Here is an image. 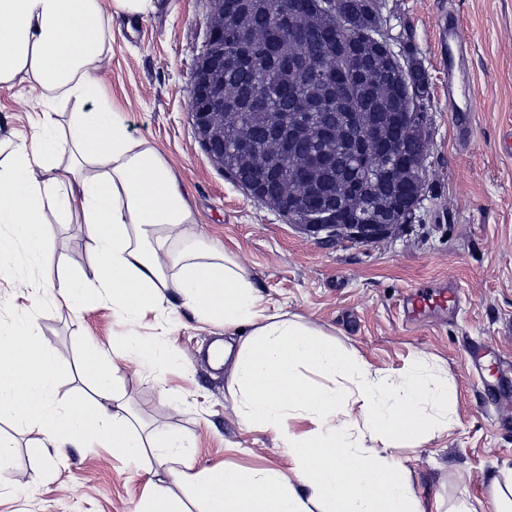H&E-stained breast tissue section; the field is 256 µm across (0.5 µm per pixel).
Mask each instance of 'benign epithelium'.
<instances>
[{
    "label": "benign epithelium",
    "instance_id": "benign-epithelium-1",
    "mask_svg": "<svg viewBox=\"0 0 512 512\" xmlns=\"http://www.w3.org/2000/svg\"><path fill=\"white\" fill-rule=\"evenodd\" d=\"M205 38L191 77V116L200 142L219 166L235 168V183L254 200L277 211L290 224L313 234L357 244L391 235L397 224H338L336 214L359 192L333 177L339 157L351 161L365 147L377 148L384 168L391 170L404 157L424 176L428 140L386 137L380 128L358 129L354 114L322 107L326 74L304 72L301 60L288 57L279 46L270 58L298 79L289 82L291 109L297 117L272 116L268 100L250 98L249 112L224 111V35L243 45H256L237 12L224 10V0H211ZM264 125L265 145L255 148L252 117Z\"/></svg>",
    "mask_w": 512,
    "mask_h": 512
}]
</instances>
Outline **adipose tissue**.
I'll return each mask as SVG.
<instances>
[{"mask_svg": "<svg viewBox=\"0 0 512 512\" xmlns=\"http://www.w3.org/2000/svg\"><path fill=\"white\" fill-rule=\"evenodd\" d=\"M154 9V0H0V87L24 83L40 99L75 105L66 130L44 112L39 135L0 160V258L42 257L52 207L61 223L85 226L95 251L89 269L60 289L68 304L95 296L133 320L172 288L208 321L245 329L241 341L224 344L231 395L245 424L277 435L292 472L192 470L186 436L138 431L129 409L108 398L116 366L103 351L91 353L84 373L104 400L56 405L60 356L28 322L0 336V417L37 429L55 448L109 444L132 462L152 453L201 512H424L392 451L453 426L447 385H430L420 364L375 376L322 333L262 308L239 264L212 248H173L195 221L184 191L153 147L119 133L117 112L99 100L113 19ZM304 367L327 385L309 383ZM303 420L313 429L299 431Z\"/></svg>", "mask_w": 512, "mask_h": 512, "instance_id": "1", "label": "adipose tissue"}]
</instances>
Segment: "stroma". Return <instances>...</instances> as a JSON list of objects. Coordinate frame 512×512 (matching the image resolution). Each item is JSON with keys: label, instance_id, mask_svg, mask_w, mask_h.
I'll list each match as a JSON object with an SVG mask.
<instances>
[{"label": "stroma", "instance_id": "35a3bbf8", "mask_svg": "<svg viewBox=\"0 0 512 512\" xmlns=\"http://www.w3.org/2000/svg\"><path fill=\"white\" fill-rule=\"evenodd\" d=\"M397 46L413 49L426 70L430 119L420 219L368 244L314 237L247 196L204 150L190 113V77L204 39L208 0H155L137 26L112 24V50L101 71V99L121 112V134L151 144L180 182L195 217L186 241L205 244L242 264L268 308L280 307L304 326L356 352L374 374L395 375L423 360L432 379L454 391L455 423L444 434L401 447L426 512H460L464 501L490 504L487 474L512 469V387L487 405L483 382L498 383L512 365V155L500 144L512 129V0H386ZM456 15L470 46L475 84L473 132L457 140L448 109V69L436 21ZM43 106L28 90L0 87V136L33 137ZM49 252L31 293L17 262L0 271V333L23 320L62 355L54 392L66 405L88 394L83 360L130 333L164 354L153 371L115 353L116 394L150 430L177 431L195 444V469L224 462L288 470L275 434L247 426L229 393L228 371L204 355L221 326L168 301L134 323L108 302L74 310L58 291L92 260L84 225L60 223L54 210ZM457 281L460 305L407 321L400 300L425 283ZM0 438L14 447L13 467L0 479V512H134L163 486L190 512L199 505L171 483L153 457L130 463L111 449L45 448L37 432L0 418Z\"/></svg>", "mask_w": 512, "mask_h": 512}]
</instances>
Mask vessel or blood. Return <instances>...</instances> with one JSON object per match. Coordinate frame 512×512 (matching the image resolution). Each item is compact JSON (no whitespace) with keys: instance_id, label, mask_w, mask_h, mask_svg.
Listing matches in <instances>:
<instances>
[{"instance_id":"vessel-or-blood-1","label":"vessel or blood","mask_w":512,"mask_h":512,"mask_svg":"<svg viewBox=\"0 0 512 512\" xmlns=\"http://www.w3.org/2000/svg\"><path fill=\"white\" fill-rule=\"evenodd\" d=\"M441 54L448 62V106L456 113L461 137H469L472 129L474 88L468 69V44L457 21L443 16L437 23ZM461 290L455 282L438 287L418 285L411 288L403 299V306L420 315L448 304L459 302Z\"/></svg>"}]
</instances>
